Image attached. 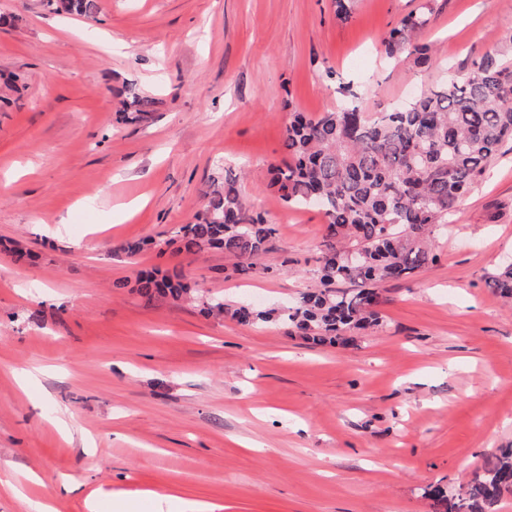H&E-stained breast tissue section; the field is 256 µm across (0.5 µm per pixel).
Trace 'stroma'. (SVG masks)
Segmentation results:
<instances>
[{
  "instance_id": "35a3bbf8",
  "label": "stroma",
  "mask_w": 512,
  "mask_h": 512,
  "mask_svg": "<svg viewBox=\"0 0 512 512\" xmlns=\"http://www.w3.org/2000/svg\"><path fill=\"white\" fill-rule=\"evenodd\" d=\"M435 64L385 56L399 19ZM95 18L0 0V477L40 474L0 512H89L87 491L147 492L226 512H432L512 448V144L458 203L435 263L379 290L378 326L315 346L201 299L291 305L317 288L326 219L269 184L291 112L341 86L381 112L512 26V0H99ZM156 99L122 121L125 96ZM274 229L260 266L175 252L218 170ZM141 243L135 256L125 246ZM31 252L17 260V250ZM177 269L197 296L142 297L136 271Z\"/></svg>"
}]
</instances>
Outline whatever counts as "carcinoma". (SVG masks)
<instances>
[{
	"instance_id": "cac0c4a2",
	"label": "carcinoma",
	"mask_w": 512,
	"mask_h": 512,
	"mask_svg": "<svg viewBox=\"0 0 512 512\" xmlns=\"http://www.w3.org/2000/svg\"><path fill=\"white\" fill-rule=\"evenodd\" d=\"M47 3L58 14L90 17L98 10L97 0ZM426 23L422 13L403 17L384 41L387 56L429 63V49L414 41ZM155 104L134 95L124 108L133 110L136 120ZM509 140L512 63L500 50L482 56L473 75L461 78L450 68L445 79L420 88L388 112L362 111L350 91L334 112L293 113L284 129L287 157L271 166V186L289 206L318 205L327 228L317 269L321 287L283 309L288 334L335 344L376 325V288L408 279L436 261L432 238L437 228L447 226L448 214L483 180ZM205 198L196 221L175 228L167 244L188 253L220 249L241 270L253 268L267 252L274 229L250 210L229 170L223 185ZM135 284L148 299L157 293L178 300L195 290L177 272L159 278L141 271ZM487 286L512 299V263L490 275ZM273 315L245 302L231 311L248 325L267 323ZM506 493L512 494V448L501 450L456 498L437 488L430 499L433 512H494Z\"/></svg>"
}]
</instances>
